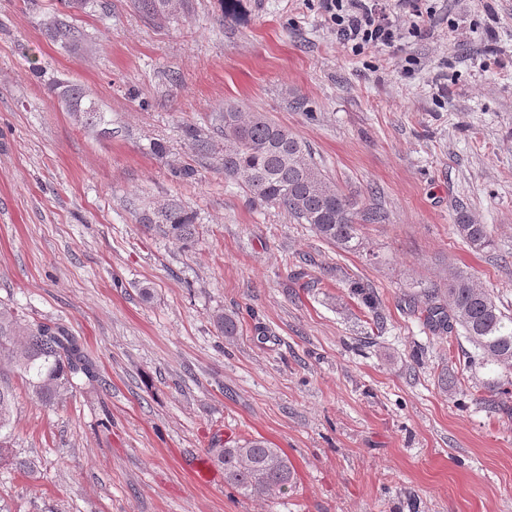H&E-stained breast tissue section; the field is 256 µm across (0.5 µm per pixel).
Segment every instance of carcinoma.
Masks as SVG:
<instances>
[{"label":"carcinoma","instance_id":"cac0c4a2","mask_svg":"<svg viewBox=\"0 0 512 512\" xmlns=\"http://www.w3.org/2000/svg\"><path fill=\"white\" fill-rule=\"evenodd\" d=\"M188 0H133L135 9L149 22L163 21L185 6ZM53 37L71 42L79 31L65 21L50 27ZM61 100L70 112L85 114L87 123L103 120L100 109L86 100L83 89L65 82ZM213 134L187 124L183 134L188 146L197 152L213 147V135L224 137V175L240 182L253 203L285 209L301 224H308L321 239L344 251L361 245L360 225L382 224L386 213L371 204L364 205L344 194L314 162L307 145L287 127L275 123L261 112L245 114L235 105L218 113ZM158 229L187 245L193 241L195 225L180 207L161 212ZM456 234L476 250L491 249L495 242L484 224H473L462 215L454 225ZM448 303L438 294L427 296L422 309L427 324L435 333H451L460 327L482 352L486 362L498 367L512 365V317L497 305L491 291L464 271L448 276ZM215 326L231 338L237 334L235 316L219 314ZM7 368L24 378L31 394L46 405L62 399L73 380L96 378V365L86 354L80 337L56 322L28 321L12 308L0 304V370ZM15 396L10 385L0 378V459L12 458L15 468L32 472L36 462L19 458L6 446ZM224 469V482L241 493L260 499L287 492L294 470L288 457L264 439H246L226 445L215 454Z\"/></svg>","mask_w":512,"mask_h":512}]
</instances>
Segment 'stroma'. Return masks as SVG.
<instances>
[{
  "label": "stroma",
  "mask_w": 512,
  "mask_h": 512,
  "mask_svg": "<svg viewBox=\"0 0 512 512\" xmlns=\"http://www.w3.org/2000/svg\"><path fill=\"white\" fill-rule=\"evenodd\" d=\"M190 2L156 27L130 0H0V302L68 326L98 372L50 407L5 373L9 445L37 468L0 462V512H512V390L421 313L462 269L512 315V0H436L403 54L341 48L318 0ZM58 18L77 41L51 38ZM56 80L104 123L67 111ZM228 104L387 212L363 252L252 204L222 139L193 153L183 124L210 129ZM173 202L190 245L144 225ZM462 213L494 248L456 236ZM254 437L291 462L286 494L192 478L196 457Z\"/></svg>",
  "instance_id": "stroma-1"
}]
</instances>
